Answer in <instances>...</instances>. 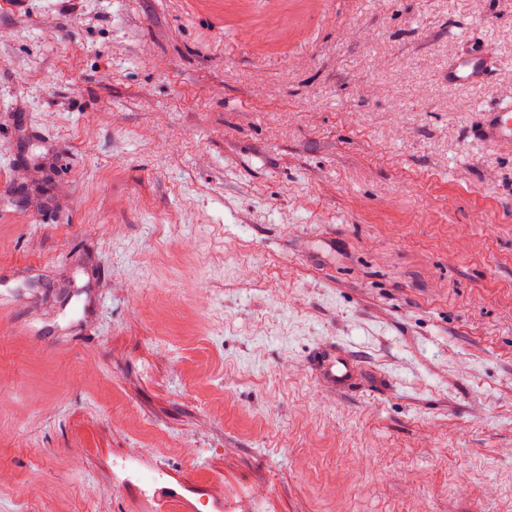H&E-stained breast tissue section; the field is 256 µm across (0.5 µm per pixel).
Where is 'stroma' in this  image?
I'll list each match as a JSON object with an SVG mask.
<instances>
[{
    "label": "stroma",
    "instance_id": "obj_1",
    "mask_svg": "<svg viewBox=\"0 0 512 512\" xmlns=\"http://www.w3.org/2000/svg\"><path fill=\"white\" fill-rule=\"evenodd\" d=\"M23 9L0 512H140L126 448L219 512H512V152L475 135L512 99V0ZM466 33L501 73L453 89ZM352 369L351 359L346 355H336V351H331L324 360V375L335 390L345 388Z\"/></svg>",
    "mask_w": 512,
    "mask_h": 512
}]
</instances>
